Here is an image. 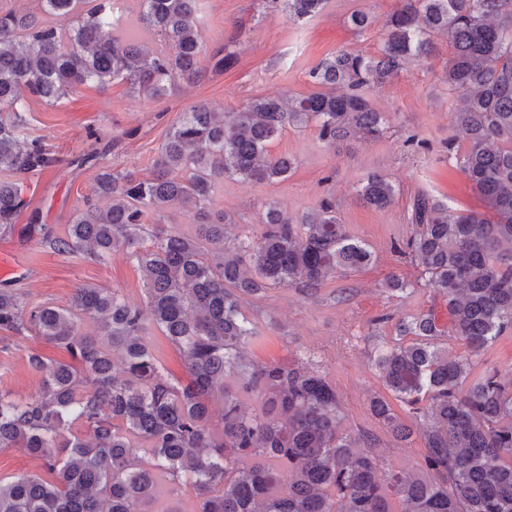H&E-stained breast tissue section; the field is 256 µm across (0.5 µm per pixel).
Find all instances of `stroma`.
<instances>
[{
  "label": "stroma",
  "mask_w": 512,
  "mask_h": 512,
  "mask_svg": "<svg viewBox=\"0 0 512 512\" xmlns=\"http://www.w3.org/2000/svg\"><path fill=\"white\" fill-rule=\"evenodd\" d=\"M395 7L396 0H328L319 15L291 20L267 8L264 0H201L203 49L209 54L231 45L238 55L233 68L206 73L195 84H179L162 99L131 94L119 80L82 85L57 104L32 102L26 134L41 139L57 157L95 150L102 165L148 177L169 128L191 105L203 100L217 110L232 111L258 97L316 93L319 87L311 82L309 70L340 51L377 52ZM357 10L372 18L362 31L350 22ZM450 55L447 38L437 36L429 55L370 90L372 106L388 118L382 138L352 137L329 146L319 139L316 127L286 129L268 150L295 158L287 179H228L210 204L213 213L225 215L229 239L254 240L263 229L267 204L294 218L330 199L344 230L372 251L369 266L329 279L316 291L276 286L244 298L242 312L255 331L245 355L256 364H300L325 372L341 399L346 432L369 440L381 470L400 474L422 472L425 443L417 433L398 440L371 413L370 397L387 393L374 360L379 350L394 344L400 317L431 310L440 326L448 324L447 301L417 287L421 270L401 251L414 231L411 204L425 192L454 210H485L482 197L448 152L449 144L461 150L468 145L465 135L453 128L463 92L449 88L445 79ZM91 129L96 132L92 138L87 135ZM417 140L423 149L414 148ZM370 173L387 175L395 187L386 208L366 206L357 195ZM96 175L93 168L63 166L28 177L29 209L11 230L0 233V252L22 267L13 284L31 303L66 305L75 288L85 284L112 288L130 302H142L145 283L124 248L97 263L80 255L55 254L32 236L29 224L34 220L63 233L73 212L93 195ZM393 276L409 281V289L387 288ZM30 350L58 360L65 357L45 339H26L19 348L0 353V390L17 396L35 390L38 378L25 361Z\"/></svg>",
  "instance_id": "1"
}]
</instances>
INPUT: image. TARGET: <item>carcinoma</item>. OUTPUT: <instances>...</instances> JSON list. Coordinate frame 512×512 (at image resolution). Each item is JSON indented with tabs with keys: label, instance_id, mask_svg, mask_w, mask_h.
Wrapping results in <instances>:
<instances>
[{
	"label": "carcinoma",
	"instance_id": "carcinoma-1",
	"mask_svg": "<svg viewBox=\"0 0 512 512\" xmlns=\"http://www.w3.org/2000/svg\"><path fill=\"white\" fill-rule=\"evenodd\" d=\"M40 12L0 14V230L28 209L25 180L60 159L25 137L29 99L54 104L90 82L128 83L161 98L202 76L200 0H137L140 27L164 47L150 50L115 15L116 0H37ZM291 19L312 18L327 0H271ZM448 37V87L464 91L454 126L469 147L456 154L487 213L458 212L417 194L406 248L421 268L416 285L448 300V330L420 312L398 320L411 337L381 350L375 365L387 390L420 420L425 472L382 473L376 458L342 431L341 402L326 375L286 365L249 366L242 347L254 336L240 311L244 295L270 286L315 290L368 266L371 251L343 230L335 204L293 219L266 207L258 242L228 244L225 217L209 203L226 177L284 180L295 165L267 144L286 128L315 125L329 146L387 129L367 92ZM237 55L224 45L210 57L224 72ZM323 91L252 99L236 112L191 106L169 128L150 178L101 167L98 202H85L62 236L39 227L40 244L59 255L105 262L122 242L146 282L148 312L118 291L83 285L65 306L31 304L0 288V349L41 336L72 362L26 354L40 375L31 394L0 391V450L20 448L45 474L0 476V512H182L155 507L162 489L190 486L194 512H512V381L496 370L476 376L448 356L437 337H456L480 356L512 330V0H397L377 55L346 51L308 73ZM395 194L379 173L361 183L360 200L385 208ZM180 205L196 235L159 230L139 246L154 215ZM93 323L97 335L83 333ZM182 355L189 378L165 375L151 330ZM258 407L247 412L243 398ZM220 404L215 409L214 404ZM372 414L397 437L411 427L381 396Z\"/></svg>",
	"mask_w": 512,
	"mask_h": 512
}]
</instances>
